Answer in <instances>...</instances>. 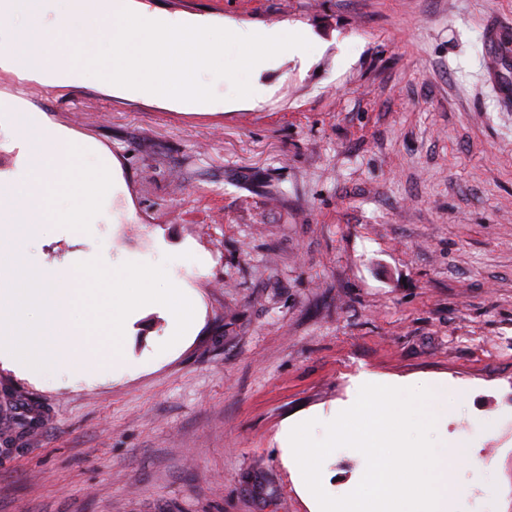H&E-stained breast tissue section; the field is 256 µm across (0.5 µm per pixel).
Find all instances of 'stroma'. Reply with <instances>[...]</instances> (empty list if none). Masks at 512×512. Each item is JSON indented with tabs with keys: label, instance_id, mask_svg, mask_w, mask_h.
I'll use <instances>...</instances> for the list:
<instances>
[{
	"label": "stroma",
	"instance_id": "35a3bbf8",
	"mask_svg": "<svg viewBox=\"0 0 512 512\" xmlns=\"http://www.w3.org/2000/svg\"><path fill=\"white\" fill-rule=\"evenodd\" d=\"M228 30L275 24L314 45L214 84L193 111L95 83L20 97L112 159L89 232L54 224L22 258L48 271L158 264L197 297L168 345L158 310L127 328L134 374L43 382L0 366V512H311L282 459L284 423L332 418L367 374L447 384L435 439H468L455 512H512V108L483 66L512 0H136ZM366 468L332 452L322 485Z\"/></svg>",
	"mask_w": 512,
	"mask_h": 512
}]
</instances>
